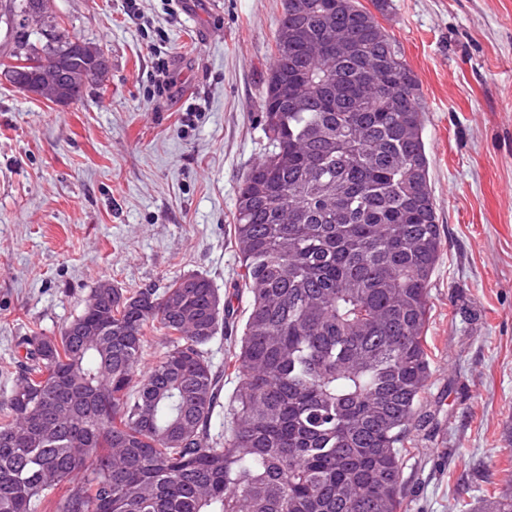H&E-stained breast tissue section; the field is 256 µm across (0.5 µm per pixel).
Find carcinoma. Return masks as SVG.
Here are the masks:
<instances>
[{
  "mask_svg": "<svg viewBox=\"0 0 512 512\" xmlns=\"http://www.w3.org/2000/svg\"><path fill=\"white\" fill-rule=\"evenodd\" d=\"M374 7L284 0L262 103L270 145L233 213L248 305L230 432L212 431L223 384L207 346L232 301L198 274L161 292L95 287L59 335L27 338L0 406V512H400L442 238L418 81L375 15L390 0ZM6 10L0 66L101 53L59 30L47 0ZM314 39L327 56L303 54ZM69 81L75 102L89 78L74 65ZM155 326L162 349L143 373ZM482 512H512V493Z\"/></svg>",
  "mask_w": 512,
  "mask_h": 512,
  "instance_id": "cac0c4a2",
  "label": "carcinoma"
}]
</instances>
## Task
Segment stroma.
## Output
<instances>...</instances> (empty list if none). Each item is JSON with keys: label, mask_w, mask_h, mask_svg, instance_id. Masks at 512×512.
Wrapping results in <instances>:
<instances>
[{"label": "stroma", "mask_w": 512, "mask_h": 512, "mask_svg": "<svg viewBox=\"0 0 512 512\" xmlns=\"http://www.w3.org/2000/svg\"><path fill=\"white\" fill-rule=\"evenodd\" d=\"M50 0L110 58L56 106L0 79V404L24 337L59 335L103 281L166 288L241 272L238 188L263 154L261 101L284 0ZM381 24L419 81L443 248L432 376L403 512H478L512 492V0H392Z\"/></svg>", "instance_id": "1"}]
</instances>
